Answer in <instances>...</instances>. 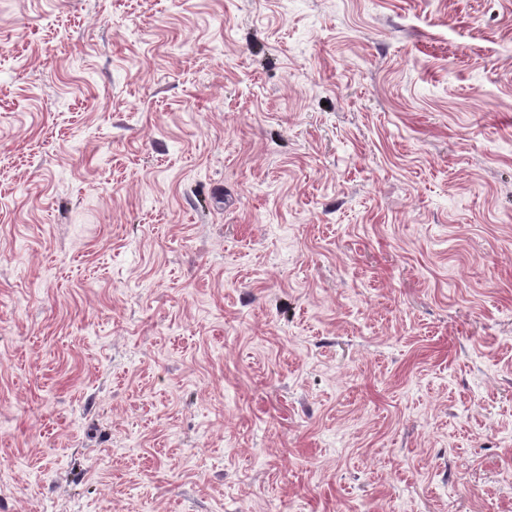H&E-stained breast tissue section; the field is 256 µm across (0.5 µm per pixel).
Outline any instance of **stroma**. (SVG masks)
Segmentation results:
<instances>
[{"label": "stroma", "instance_id": "1", "mask_svg": "<svg viewBox=\"0 0 512 512\" xmlns=\"http://www.w3.org/2000/svg\"><path fill=\"white\" fill-rule=\"evenodd\" d=\"M512 512V0H0V512Z\"/></svg>", "mask_w": 512, "mask_h": 512}]
</instances>
